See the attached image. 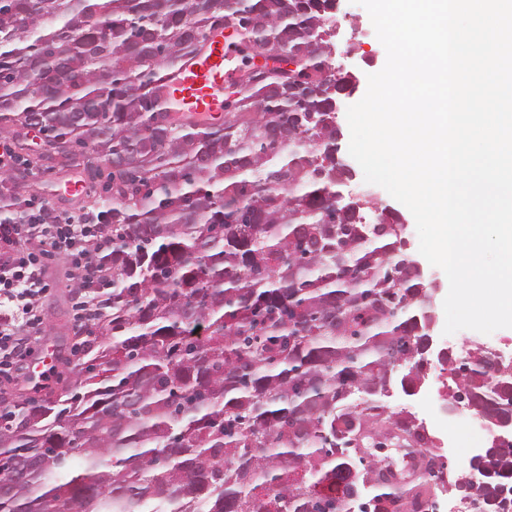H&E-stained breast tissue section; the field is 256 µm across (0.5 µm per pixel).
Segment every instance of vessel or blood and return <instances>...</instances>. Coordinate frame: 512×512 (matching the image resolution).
<instances>
[{
  "label": "vessel or blood",
  "mask_w": 512,
  "mask_h": 512,
  "mask_svg": "<svg viewBox=\"0 0 512 512\" xmlns=\"http://www.w3.org/2000/svg\"><path fill=\"white\" fill-rule=\"evenodd\" d=\"M239 40L223 24L213 25L206 40L175 68L157 69L153 87L162 111L181 112L215 123L224 120V93L232 73L228 65Z\"/></svg>",
  "instance_id": "obj_1"
}]
</instances>
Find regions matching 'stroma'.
<instances>
[{"instance_id":"1","label":"stroma","mask_w":512,"mask_h":512,"mask_svg":"<svg viewBox=\"0 0 512 512\" xmlns=\"http://www.w3.org/2000/svg\"><path fill=\"white\" fill-rule=\"evenodd\" d=\"M335 21L340 33L335 40V65L353 72L359 84L351 96L344 100L345 105H353L365 95L368 87L369 74L379 72L386 63V51L376 36L367 10L355 0H341L335 13ZM82 166L76 165L62 171L50 170L34 173L27 179V184L21 188L18 202L37 200L49 204L62 212L100 211L111 208V200L100 202L88 197L65 199L55 192L56 183L69 175H83ZM45 276L50 284L49 292L39 301L40 315L43 321V331L31 344L29 362H47L48 371L45 377L27 379L17 377L4 383L1 388L15 395L41 396L56 388L63 375L65 367L61 364L58 354L62 348L71 346L77 330L72 307V291L70 288V269L68 260L48 256L43 260ZM441 383L425 381L420 390L411 395L398 394L387 399L390 410H397L401 405L412 406L419 417L424 419L432 437L441 443L440 453L447 465H454L455 453L448 443V417L440 412Z\"/></svg>"}]
</instances>
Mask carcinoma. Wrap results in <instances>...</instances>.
Segmentation results:
<instances>
[{
    "label": "carcinoma",
    "instance_id": "carcinoma-1",
    "mask_svg": "<svg viewBox=\"0 0 512 512\" xmlns=\"http://www.w3.org/2000/svg\"><path fill=\"white\" fill-rule=\"evenodd\" d=\"M331 0H0V133L34 117L42 170L87 158L112 198L102 281L54 399L0 396V512H393L354 448H420L400 413L356 396L424 378L430 293L397 237L365 240L336 213ZM248 62L224 122L174 126L155 70L211 25ZM0 173V224L31 172ZM452 391L489 422L512 412V372L489 351L447 355ZM455 487L491 512L512 446Z\"/></svg>",
    "mask_w": 512,
    "mask_h": 512
}]
</instances>
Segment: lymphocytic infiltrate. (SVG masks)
I'll return each instance as SVG.
<instances>
[{
    "instance_id": "f902f5d3",
    "label": "lymphocytic infiltrate",
    "mask_w": 512,
    "mask_h": 512,
    "mask_svg": "<svg viewBox=\"0 0 512 512\" xmlns=\"http://www.w3.org/2000/svg\"><path fill=\"white\" fill-rule=\"evenodd\" d=\"M95 238L93 223L57 215L40 203H28L20 223L0 225V298L15 303L21 325L0 324V378L13 380L29 353L31 335L40 331L41 316L36 301L47 293L44 257L63 255L70 259L80 292L74 303L76 321L90 311L87 300L96 281L89 245Z\"/></svg>"
}]
</instances>
